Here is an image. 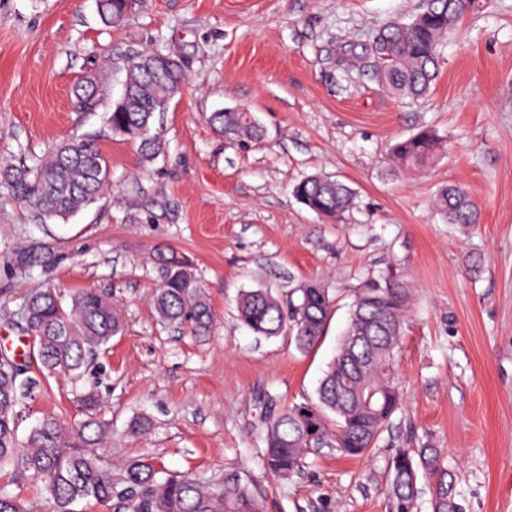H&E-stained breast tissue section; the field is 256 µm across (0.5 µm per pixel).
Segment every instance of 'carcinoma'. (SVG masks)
<instances>
[{"mask_svg": "<svg viewBox=\"0 0 512 512\" xmlns=\"http://www.w3.org/2000/svg\"><path fill=\"white\" fill-rule=\"evenodd\" d=\"M485 0H424L421 11L404 23L373 33L369 51L379 82L392 95L415 100L437 76L440 48L463 17ZM107 23H122L124 0H98ZM141 54L127 62L125 83L130 98L113 106L107 117L112 132L141 141L145 157L160 150L150 135L155 114L183 88L180 64L167 70H144ZM96 81L75 90L81 109L100 103ZM214 128L238 138L257 139L262 130L250 112L232 110L211 116ZM441 147L437 132L424 127L398 141L391 161L404 170L432 163ZM110 172L96 141L89 137L59 143L31 163L0 162V192L43 217H62L93 203L107 187ZM294 197L315 213L339 219L354 205L353 191L343 183L312 175L297 182ZM437 211L449 224L478 223L477 210L457 185L440 190ZM47 247L39 245L7 258L14 272L27 274L42 262ZM161 282L153 295L159 319L187 326L195 336H207L213 314L193 263L170 250L159 254ZM408 291L390 276L369 279L356 291L348 329L317 389V398L294 405L269 422L261 438L262 465L287 479L304 466L308 454L327 448L338 456L362 457L373 448L400 409L402 391L396 357L402 335ZM335 305L328 290L308 281L281 297L268 289L242 293L237 300L240 321L263 337L288 332L302 353L312 351L324 336ZM17 326L37 337L36 370H24L16 354L0 351V512H33V507L7 486L26 481L40 484L54 512H80L77 506L109 504L113 512H264L260 497L232 475L222 488H205L189 476L165 474L151 460L137 458L124 465L120 478L97 452L107 434L99 415L95 385L81 386L75 397L83 417L65 422L58 413L43 415L21 439L18 428L29 404L45 393L48 379L65 376L83 381L85 372L112 337L124 330L115 303L91 289L80 290L63 304L48 285L30 293L16 312ZM390 512H417L419 478L427 480L432 512H461L454 474L435 448H396L390 466Z\"/></svg>", "mask_w": 512, "mask_h": 512, "instance_id": "cac0c4a2", "label": "carcinoma"}]
</instances>
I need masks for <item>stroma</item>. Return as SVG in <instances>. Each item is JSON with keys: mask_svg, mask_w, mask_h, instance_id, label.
<instances>
[{"mask_svg": "<svg viewBox=\"0 0 512 512\" xmlns=\"http://www.w3.org/2000/svg\"><path fill=\"white\" fill-rule=\"evenodd\" d=\"M422 0H138L120 26L96 0H0V158L42 156L94 137L110 167L96 202L41 221L0 195V256L37 242L47 265L20 276L0 265V348L34 362L11 312L33 290L88 288L119 305L125 330L85 374L97 383L109 433L99 448L113 470L149 457L209 487L235 472L265 512H389L396 448L438 449L463 512H512V0H492L445 40L438 77L417 102L381 87L371 33L408 21ZM173 52L186 84L153 131L163 150L145 161L138 141L113 134L107 114L126 58ZM99 76L94 112L75 88ZM251 112L259 139H231L212 113ZM442 138L428 168L403 171L391 146L423 126ZM322 174L351 187L338 222L292 194ZM462 185L479 223L442 221L439 187ZM173 249L194 264L211 304L210 335L161 323L155 258ZM409 291L396 360L404 391L371 451L322 452L287 479L256 457L268 417L315 398L369 278ZM315 280L336 305L320 344L300 353L288 334L265 339L237 318L241 292ZM80 419L67 377L51 380L20 424L44 413ZM138 416L150 433H128Z\"/></svg>", "mask_w": 512, "mask_h": 512, "instance_id": "1", "label": "stroma"}]
</instances>
